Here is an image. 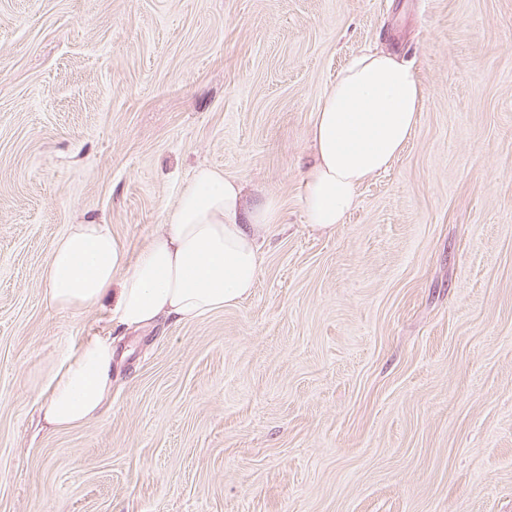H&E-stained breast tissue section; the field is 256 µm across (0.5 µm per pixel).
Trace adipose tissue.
I'll return each mask as SVG.
<instances>
[{"instance_id": "1", "label": "adipose tissue", "mask_w": 512, "mask_h": 512, "mask_svg": "<svg viewBox=\"0 0 512 512\" xmlns=\"http://www.w3.org/2000/svg\"><path fill=\"white\" fill-rule=\"evenodd\" d=\"M423 107L419 80L392 53L365 52L343 67L310 130L301 201L311 227L344 223L360 185L405 149ZM278 218L273 200L246 203L237 179L199 168L167 224L138 253L106 225H73L44 269L45 298L70 314L111 298V317L125 330L203 317L249 295L262 262L259 235ZM112 361L108 338L64 352L34 394L46 424L66 428L99 416L112 392Z\"/></svg>"}]
</instances>
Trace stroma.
<instances>
[{
	"instance_id": "obj_1",
	"label": "stroma",
	"mask_w": 512,
	"mask_h": 512,
	"mask_svg": "<svg viewBox=\"0 0 512 512\" xmlns=\"http://www.w3.org/2000/svg\"><path fill=\"white\" fill-rule=\"evenodd\" d=\"M378 48L419 123L312 228L319 100ZM202 165L280 206L248 297L48 306L73 225L138 253ZM93 336L107 409L44 428L31 386ZM0 512H512V0H0Z\"/></svg>"
}]
</instances>
